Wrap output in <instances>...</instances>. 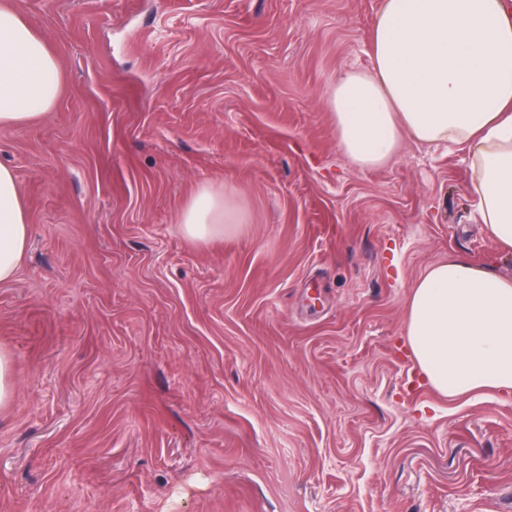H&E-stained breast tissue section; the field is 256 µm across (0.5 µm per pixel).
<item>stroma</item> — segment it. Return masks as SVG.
<instances>
[{
	"label": "stroma",
	"mask_w": 512,
	"mask_h": 512,
	"mask_svg": "<svg viewBox=\"0 0 512 512\" xmlns=\"http://www.w3.org/2000/svg\"><path fill=\"white\" fill-rule=\"evenodd\" d=\"M13 4L63 89L0 128L30 229L0 512H512V395L442 397L403 336L448 256L512 277L469 155L362 170L336 138L382 0ZM204 184L250 222L199 246Z\"/></svg>",
	"instance_id": "1"
}]
</instances>
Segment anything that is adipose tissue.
<instances>
[{
	"label": "adipose tissue",
	"instance_id": "ef3b65f1",
	"mask_svg": "<svg viewBox=\"0 0 512 512\" xmlns=\"http://www.w3.org/2000/svg\"><path fill=\"white\" fill-rule=\"evenodd\" d=\"M372 58L371 70L342 74L330 93L340 148L370 169L406 136L467 146L475 208L512 252V0H384ZM61 89L56 53L11 0H0V127L41 120ZM178 222L186 239L204 245L246 217L205 184ZM27 244L17 176L0 164V282L15 276ZM404 336L448 399L512 393V278L449 256L415 282Z\"/></svg>",
	"mask_w": 512,
	"mask_h": 512
}]
</instances>
